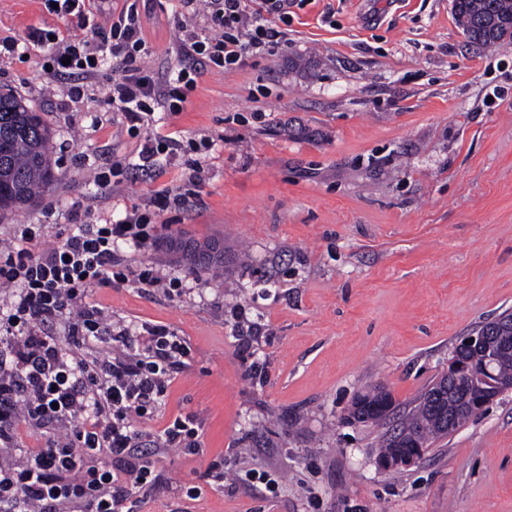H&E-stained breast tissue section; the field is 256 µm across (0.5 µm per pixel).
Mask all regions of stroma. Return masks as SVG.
<instances>
[{"instance_id":"obj_1","label":"stroma","mask_w":512,"mask_h":512,"mask_svg":"<svg viewBox=\"0 0 512 512\" xmlns=\"http://www.w3.org/2000/svg\"><path fill=\"white\" fill-rule=\"evenodd\" d=\"M174 9L142 0L143 66L173 61ZM36 29L77 33L44 0H0V40L26 46L0 57V89L50 124L58 160L34 209L0 213V242L38 224L42 249L68 225L152 208L190 170L182 155L142 169L141 139L103 101L111 69L72 102ZM284 32L245 68L202 71L183 111L152 116L157 133L211 144L199 198L161 212L152 249L126 252L184 292H86L113 324L165 326L190 348L138 427L195 415L203 449L169 450L134 512H512L510 392L416 464H377L460 337L512 312V38L467 42L451 0H291ZM105 151L128 169L100 188ZM208 238L227 256L203 274L188 245ZM376 384L394 411L349 422ZM216 459L220 483L206 475Z\"/></svg>"}]
</instances>
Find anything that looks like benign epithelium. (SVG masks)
Segmentation results:
<instances>
[{
    "label": "benign epithelium",
    "instance_id": "1",
    "mask_svg": "<svg viewBox=\"0 0 512 512\" xmlns=\"http://www.w3.org/2000/svg\"><path fill=\"white\" fill-rule=\"evenodd\" d=\"M475 347L483 349L484 364L479 370L460 361L458 356L460 350ZM511 353L512 347L498 343L492 336H466L456 345L448 358L445 374L455 380H468V386L460 393L465 402L462 415L476 416L482 413L494 398L512 391V376L504 378L495 373V368L503 356Z\"/></svg>",
    "mask_w": 512,
    "mask_h": 512
}]
</instances>
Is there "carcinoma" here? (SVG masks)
Instances as JSON below:
<instances>
[{"label": "carcinoma", "mask_w": 512, "mask_h": 512, "mask_svg": "<svg viewBox=\"0 0 512 512\" xmlns=\"http://www.w3.org/2000/svg\"><path fill=\"white\" fill-rule=\"evenodd\" d=\"M454 12L468 41L491 47L512 37V0H455ZM52 131L42 116L25 100L0 91V211L13 212L33 207L55 180ZM457 392L443 386L437 395L423 393L414 409L383 438L384 456L412 453L428 448L435 440L452 434L446 420L457 413ZM382 388L371 387L352 401L349 417L378 423L390 414Z\"/></svg>", "instance_id": "carcinoma-1"}]
</instances>
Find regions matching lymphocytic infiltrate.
<instances>
[{"label": "lymphocytic infiltrate", "instance_id": "1", "mask_svg": "<svg viewBox=\"0 0 512 512\" xmlns=\"http://www.w3.org/2000/svg\"><path fill=\"white\" fill-rule=\"evenodd\" d=\"M55 2L58 15L85 35L33 32V40L48 47L50 74L69 78L76 100L85 80L115 62L119 73L107 86L106 105L123 113L130 134L142 136L144 161L192 155L194 185L208 140L143 134L146 116L182 111L199 67L233 71L271 52L285 36L277 23L288 17V0H178L179 48L164 70L153 71L140 64L148 47L136 0L105 26L86 0ZM154 213L134 208L117 221L72 225L61 244L42 251L32 247L39 228L26 224L0 245V287L12 291L0 305V444L10 443L22 424L69 426L22 457L0 456V512H124L134 491L152 483L163 449L193 455L201 447L194 417L174 418L154 435L135 425L162 405L185 366L190 349L183 339L164 326L139 336L126 326L111 327L84 301L90 286L125 280L128 266L118 247H151ZM57 324L62 333L54 332ZM107 339L121 343L122 356H94Z\"/></svg>", "mask_w": 512, "mask_h": 512}]
</instances>
